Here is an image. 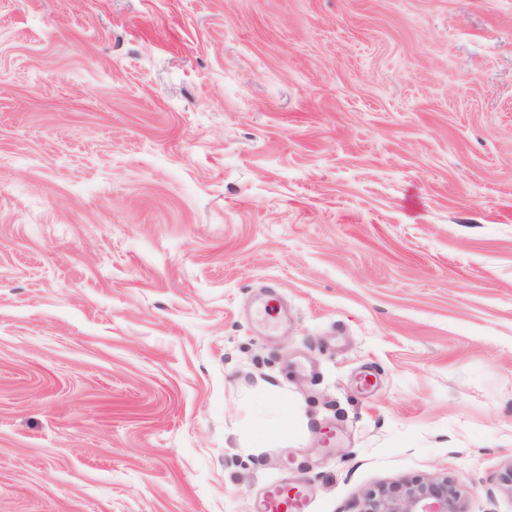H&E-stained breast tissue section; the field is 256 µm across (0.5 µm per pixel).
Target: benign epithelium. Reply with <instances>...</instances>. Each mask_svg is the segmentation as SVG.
Wrapping results in <instances>:
<instances>
[{"mask_svg": "<svg viewBox=\"0 0 512 512\" xmlns=\"http://www.w3.org/2000/svg\"><path fill=\"white\" fill-rule=\"evenodd\" d=\"M360 512H467L461 492L446 477L384 485L366 494Z\"/></svg>", "mask_w": 512, "mask_h": 512, "instance_id": "benign-epithelium-1", "label": "benign epithelium"}]
</instances>
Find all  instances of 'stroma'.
Returning <instances> with one entry per match:
<instances>
[{
  "label": "stroma",
  "instance_id": "1",
  "mask_svg": "<svg viewBox=\"0 0 512 512\" xmlns=\"http://www.w3.org/2000/svg\"><path fill=\"white\" fill-rule=\"evenodd\" d=\"M512 0H0V512H512ZM359 512H467L461 492L448 477L404 480L366 494ZM305 494L297 487L274 485L259 504L261 512H306Z\"/></svg>",
  "mask_w": 512,
  "mask_h": 512
}]
</instances>
